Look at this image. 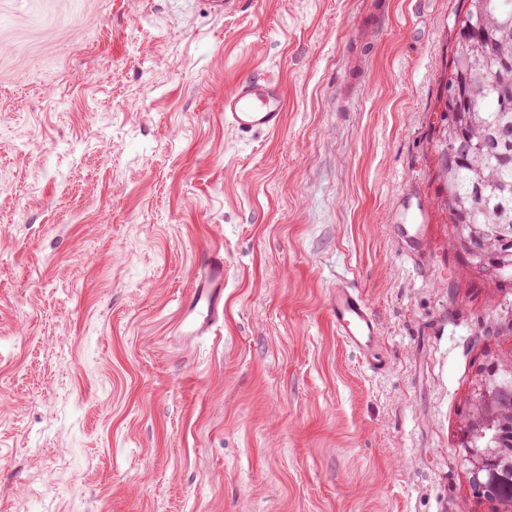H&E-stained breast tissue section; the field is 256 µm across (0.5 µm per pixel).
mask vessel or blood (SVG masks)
I'll return each mask as SVG.
<instances>
[{
	"label": "vessel or blood",
	"mask_w": 512,
	"mask_h": 512,
	"mask_svg": "<svg viewBox=\"0 0 512 512\" xmlns=\"http://www.w3.org/2000/svg\"><path fill=\"white\" fill-rule=\"evenodd\" d=\"M284 118L281 87L269 78H246L224 98V123L241 135H257L280 129ZM422 212L400 205L398 235L408 253L418 252L424 242ZM224 313V256L209 249L199 266L195 286L181 303L178 329L185 336L205 335ZM331 321L346 343L370 356V365L380 371L385 360L377 352L380 329L358 289L337 279L331 295Z\"/></svg>",
	"instance_id": "1"
}]
</instances>
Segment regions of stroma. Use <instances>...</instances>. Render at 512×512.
Segmentation results:
<instances>
[{
  "label": "stroma",
  "instance_id": "stroma-1",
  "mask_svg": "<svg viewBox=\"0 0 512 512\" xmlns=\"http://www.w3.org/2000/svg\"><path fill=\"white\" fill-rule=\"evenodd\" d=\"M366 2L0 0V512H494L457 436L512 284L435 205L461 3ZM247 77L276 133L225 126ZM209 248L224 319L182 336ZM340 275L385 370L336 334ZM284 107L280 84L269 78H246L224 97V124L240 135L280 129ZM414 209L418 210V212H414L408 216V214ZM408 219L410 220V223H407ZM422 219L423 207L419 204L415 207L413 204L406 205L405 201H402L396 218V222H400L397 224V230L399 238L409 254L418 252L424 242L425 234Z\"/></svg>",
  "mask_w": 512,
  "mask_h": 512
}]
</instances>
